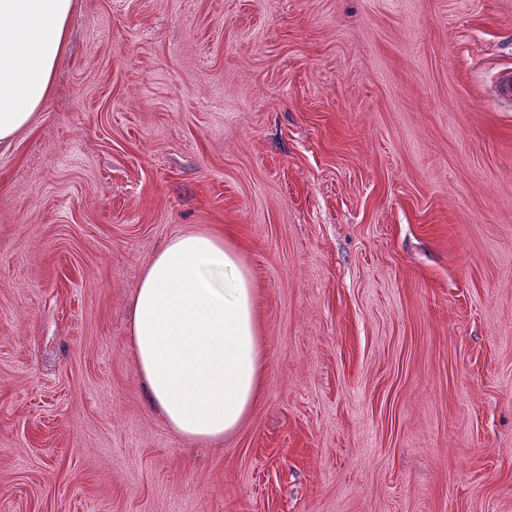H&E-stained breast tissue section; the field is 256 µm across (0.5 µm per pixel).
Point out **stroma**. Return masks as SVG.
<instances>
[{"label": "stroma", "instance_id": "1", "mask_svg": "<svg viewBox=\"0 0 512 512\" xmlns=\"http://www.w3.org/2000/svg\"><path fill=\"white\" fill-rule=\"evenodd\" d=\"M0 152V512H512V0H75ZM250 269L264 388L171 431L174 235Z\"/></svg>", "mask_w": 512, "mask_h": 512}]
</instances>
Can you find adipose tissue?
<instances>
[{
    "mask_svg": "<svg viewBox=\"0 0 512 512\" xmlns=\"http://www.w3.org/2000/svg\"><path fill=\"white\" fill-rule=\"evenodd\" d=\"M74 0H0V147L29 129L68 49ZM131 348L152 403L201 445L234 434L261 390L249 270L221 233L171 238L133 297Z\"/></svg>",
    "mask_w": 512,
    "mask_h": 512,
    "instance_id": "adipose-tissue-1",
    "label": "adipose tissue"
}]
</instances>
